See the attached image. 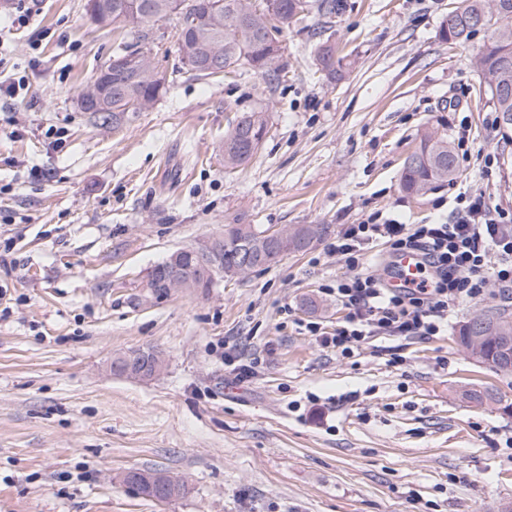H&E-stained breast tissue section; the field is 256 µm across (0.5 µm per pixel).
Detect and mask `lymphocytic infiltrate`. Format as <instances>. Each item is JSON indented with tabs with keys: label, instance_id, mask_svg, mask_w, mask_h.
<instances>
[{
	"label": "lymphocytic infiltrate",
	"instance_id": "1",
	"mask_svg": "<svg viewBox=\"0 0 512 512\" xmlns=\"http://www.w3.org/2000/svg\"><path fill=\"white\" fill-rule=\"evenodd\" d=\"M380 241L390 255L420 256L419 279L412 286L390 288L374 274L367 250ZM328 251L350 271L335 288L347 314L332 333L315 322L305 328L345 357L373 336L424 340L440 335L456 307L483 297L489 285L512 291V214L491 209L480 194L461 198L449 222L345 225Z\"/></svg>",
	"mask_w": 512,
	"mask_h": 512
}]
</instances>
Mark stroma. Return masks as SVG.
<instances>
[{
	"label": "stroma",
	"mask_w": 512,
	"mask_h": 512,
	"mask_svg": "<svg viewBox=\"0 0 512 512\" xmlns=\"http://www.w3.org/2000/svg\"><path fill=\"white\" fill-rule=\"evenodd\" d=\"M86 0H37L0 43V512H504L512 506V376L461 351L452 332L512 299L489 288L426 340L375 336L343 357L304 331L347 314L326 286L347 276L327 241L208 291L148 296L147 272L228 224L446 219L458 195L512 212V140L473 60L480 31L440 29L459 0H338L278 34L287 72L212 83L183 65L175 20L159 22L166 90L119 129L82 111L83 88L122 31ZM335 47L341 77L318 47ZM268 114L245 165L224 167L237 116ZM22 129L12 137L13 129ZM447 132L455 179L412 196L403 163ZM64 133L61 147L47 134ZM153 348L164 371L110 373ZM402 356L389 362L390 350ZM258 358L247 381L225 353ZM491 389L498 401L465 391ZM129 469L183 476L158 502Z\"/></svg>",
	"instance_id": "obj_1"
}]
</instances>
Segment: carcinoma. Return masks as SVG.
<instances>
[{"mask_svg":"<svg viewBox=\"0 0 512 512\" xmlns=\"http://www.w3.org/2000/svg\"><path fill=\"white\" fill-rule=\"evenodd\" d=\"M136 0H87L91 18L100 25H115L126 29L132 35L129 42H120L108 62L112 63V101L107 108L95 113L98 122L105 125L127 119L131 112L141 111V101L157 100L165 85L143 78L129 81L117 66L122 56L139 50H146L157 56L162 37L154 32L156 20L153 16L164 17L167 0H146L150 8L146 12H134L129 5ZM183 10L195 14V24L176 27L177 50L181 61L194 59L201 66L194 69L203 79L219 76H240L243 70L251 71L268 81L280 80L285 71L281 56L282 48L277 45L273 34L290 27L309 10V0H264V7L255 11L252 0H182ZM484 16V22L477 27L470 20ZM480 30L490 32L487 43L483 44L475 59L495 110L512 113V0H461L456 14L443 22L441 37L446 41L469 39ZM219 43L223 55L219 65L206 68V48ZM323 67L331 77H336L344 67V58L334 55L331 47H320ZM239 122L224 136V167L235 169L246 164L255 154L250 143L257 140L267 128L268 121L263 111L243 112ZM417 159L404 165L401 185L412 195H421L433 185L446 182L455 172V158L448 141V134L437 130L426 131L421 140ZM227 237H212L194 245L198 255L187 252L183 255L181 268L184 282L182 288H207L210 282L201 277L198 264L200 258L211 255L208 245L215 246L221 258L225 278L239 264L240 248L250 244L257 251L266 254L265 266L278 262L290 253L308 250L309 224L294 225V235L288 245L271 249L264 236L265 229L259 224H228ZM502 311L487 310L463 322L455 337L456 344L476 362L485 364L495 372L512 375V321H505ZM158 471L140 469L133 484L147 491L156 485Z\"/></svg>","mask_w":512,"mask_h":512,"instance_id":"carcinoma-1","label":"carcinoma"}]
</instances>
